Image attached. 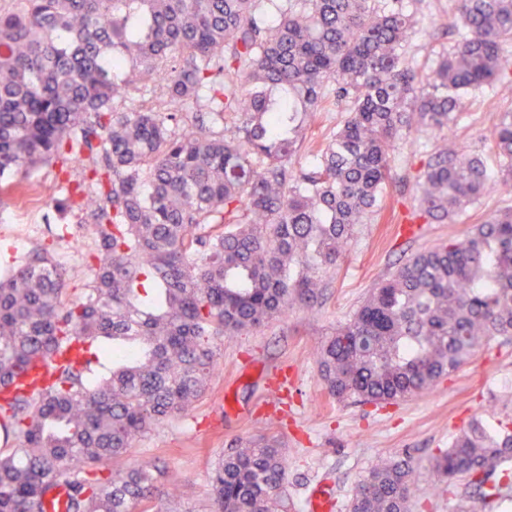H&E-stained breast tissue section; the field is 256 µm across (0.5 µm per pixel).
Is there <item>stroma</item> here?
Masks as SVG:
<instances>
[{
	"mask_svg": "<svg viewBox=\"0 0 512 512\" xmlns=\"http://www.w3.org/2000/svg\"><path fill=\"white\" fill-rule=\"evenodd\" d=\"M416 24L406 47L409 66L425 72L452 51L463 33L454 27L455 0H409ZM512 112V92L482 87L464 99L456 125L443 135L463 153L480 157L492 173L500 161L489 149V135L500 113ZM435 149L431 134L404 132L392 153L394 177H414ZM74 182L84 168L61 172L46 165L30 177L26 195L0 196V266L32 249L53 251L64 267L67 300H76L89 279L87 258L96 248L92 224L63 202L43 200L61 175ZM412 186L389 189L391 223L356 225L327 288L312 307H296L267 326L216 338L218 366L208 394L186 415L171 418L137 442L126 466L147 459L165 465L160 488L177 491L199 507L210 495L213 467L239 438L267 433L281 441L287 476L281 495L288 512H306L314 486L332 492L331 512H347L357 482L389 453H411L421 467L410 512H456L466 485L437 482L427 467L430 455L448 447L471 420L512 419V336H498L469 364L432 390L395 404L339 401L320 379L315 354L336 328L351 318L372 288L408 258L453 238L464 239L475 224L507 208L512 193L491 185L477 202L448 222H411Z\"/></svg>",
	"mask_w": 512,
	"mask_h": 512,
	"instance_id": "1",
	"label": "stroma"
}]
</instances>
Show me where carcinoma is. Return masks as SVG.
Wrapping results in <instances>:
<instances>
[{
	"label": "carcinoma",
	"instance_id": "cac0c4a2",
	"mask_svg": "<svg viewBox=\"0 0 512 512\" xmlns=\"http://www.w3.org/2000/svg\"><path fill=\"white\" fill-rule=\"evenodd\" d=\"M18 0L0 12V178L23 191L50 162H83L80 209L98 240L90 285L43 248L0 272V382L49 359L52 382L0 389V512H179L163 469L123 468L137 441L210 389L217 336L311 304L355 225L380 217L403 131L439 134L462 96L512 88V0H457L465 37L426 75L405 63L404 0ZM162 82L163 112L126 111ZM197 114L183 117L188 103ZM346 116L307 165L293 162L326 104ZM234 118L233 136L219 127ZM512 190V113L490 132ZM484 162L440 144L416 179L413 217L444 222L488 189ZM512 336V209L413 255L317 351L329 396L406 400ZM494 512L512 498V427L476 421L432 455ZM418 464L402 453L360 480L350 512H409ZM278 439H239L212 472L206 512H287Z\"/></svg>",
	"mask_w": 512,
	"mask_h": 512
}]
</instances>
